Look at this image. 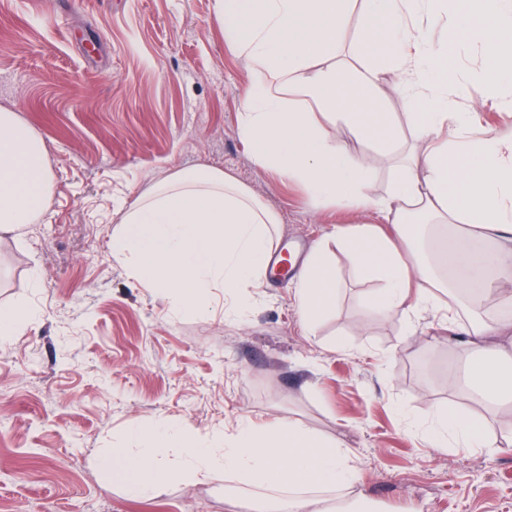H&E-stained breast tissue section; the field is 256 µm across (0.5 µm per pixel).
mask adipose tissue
Here are the masks:
<instances>
[{
    "mask_svg": "<svg viewBox=\"0 0 512 512\" xmlns=\"http://www.w3.org/2000/svg\"><path fill=\"white\" fill-rule=\"evenodd\" d=\"M352 0H215L224 36L258 75L241 103L240 133L254 162L302 183L311 199L372 211L374 224L336 232V242L363 280L380 281L368 298L391 318L413 322L439 314L468 347L464 381L490 402L512 399V361L492 339L512 332L509 305L495 320L482 316L500 286L512 282V142L476 132L477 115L460 103L470 82L499 88L498 107L512 111V0H361L357 49L388 59L408 111L412 146L393 169L391 188L375 196L373 156L351 153L328 126L387 148L401 136L384 110L382 71L340 75L330 65L336 29ZM441 20L446 36L431 44L419 16ZM481 47L491 68L448 78V53L458 39ZM50 176L43 145L11 111L0 112V232L32 223L47 208ZM115 255L133 254L134 273L153 288H173L197 308L208 289L240 288L258 278L274 250L279 214L219 168L174 171L115 217ZM336 296L325 249L314 246L295 286V302L313 326ZM434 446L489 448L484 420L455 409L435 410L423 431ZM128 464L129 494L154 493L179 477L215 473L247 485L258 499L286 512H335L338 491L358 471L349 449L295 421L259 428L246 423L225 440H195L157 422L144 447L115 449L100 460Z\"/></svg>",
    "mask_w": 512,
    "mask_h": 512,
    "instance_id": "ef3b65f1",
    "label": "adipose tissue"
}]
</instances>
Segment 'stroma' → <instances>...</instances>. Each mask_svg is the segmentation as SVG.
<instances>
[{
  "label": "stroma",
  "instance_id": "stroma-1",
  "mask_svg": "<svg viewBox=\"0 0 512 512\" xmlns=\"http://www.w3.org/2000/svg\"><path fill=\"white\" fill-rule=\"evenodd\" d=\"M254 79L214 0H0V110L42 139L51 173L48 210L0 233V305L31 314L0 341V512H236L249 490L219 475L137 498L99 468L159 419L191 438L292 419L352 450L355 490L380 512H512V446L438 448L422 435L452 404L512 437V406L450 388L463 351L444 323L368 310L378 284L339 249L336 300L311 329L294 275L213 288L180 311L172 290L144 287L113 255L114 212L197 164L248 185L280 215L276 243L300 253L336 226L374 223L254 164L239 132ZM463 107L512 139L492 92L471 85Z\"/></svg>",
  "mask_w": 512,
  "mask_h": 512
}]
</instances>
